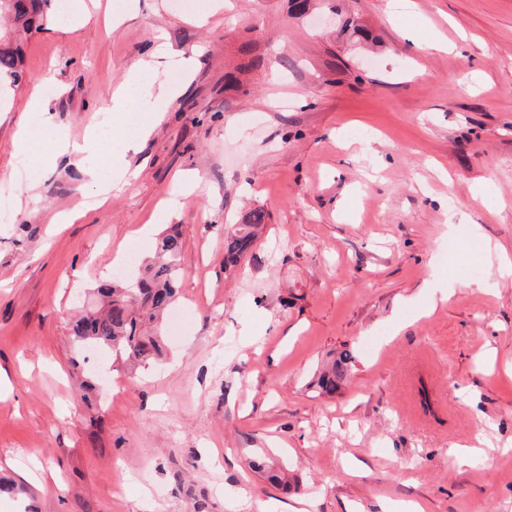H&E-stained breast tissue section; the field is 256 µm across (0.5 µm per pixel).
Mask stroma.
<instances>
[{"instance_id": "obj_1", "label": "stroma", "mask_w": 512, "mask_h": 512, "mask_svg": "<svg viewBox=\"0 0 512 512\" xmlns=\"http://www.w3.org/2000/svg\"><path fill=\"white\" fill-rule=\"evenodd\" d=\"M385 2L226 0L200 26L180 0H138L117 25L102 7L60 19L51 0L0 95V478L15 487L0 512H289L298 497L309 512H512V276L496 252L512 253V0H413L393 17ZM334 3L361 35L317 24ZM190 52L185 80L171 58ZM141 60L183 88L99 206L87 172H111L112 143L49 164L29 101L41 91L54 133L83 140ZM255 208L264 230L225 269V228ZM170 227L188 317L166 357L72 367L85 296ZM467 239L490 254L448 246ZM435 277L448 300L428 314ZM344 351L346 382L318 394Z\"/></svg>"}]
</instances>
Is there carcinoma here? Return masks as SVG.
Listing matches in <instances>:
<instances>
[{
    "instance_id": "obj_1",
    "label": "carcinoma",
    "mask_w": 512,
    "mask_h": 512,
    "mask_svg": "<svg viewBox=\"0 0 512 512\" xmlns=\"http://www.w3.org/2000/svg\"><path fill=\"white\" fill-rule=\"evenodd\" d=\"M47 0H0V16L5 15L25 31L44 25ZM19 49L0 41V80L13 84L21 79ZM263 209L251 211L244 223L235 224L224 238V267H235L249 254L264 225ZM183 242L177 233L162 235L156 244L155 260L125 276L126 282L97 288L101 306L69 323L70 337L81 351L98 350L133 366L146 365L163 353L162 319L175 303L185 270ZM348 353L317 375L315 385L332 394L347 378ZM251 467L272 484H288L284 474L267 468L261 460Z\"/></svg>"
}]
</instances>
